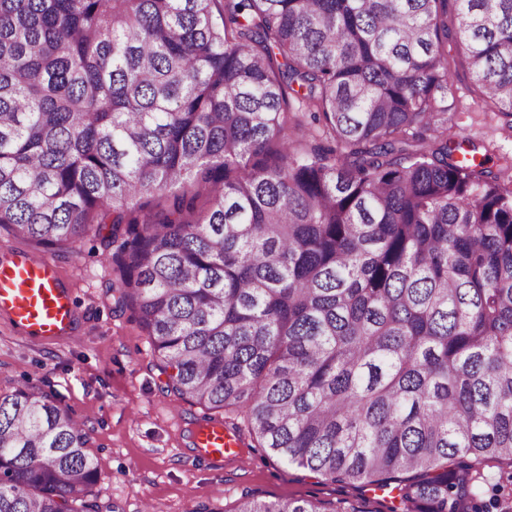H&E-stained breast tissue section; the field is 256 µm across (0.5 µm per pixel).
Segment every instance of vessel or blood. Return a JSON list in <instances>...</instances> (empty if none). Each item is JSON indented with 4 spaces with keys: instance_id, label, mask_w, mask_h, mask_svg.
Listing matches in <instances>:
<instances>
[{
    "instance_id": "vessel-or-blood-1",
    "label": "vessel or blood",
    "mask_w": 512,
    "mask_h": 512,
    "mask_svg": "<svg viewBox=\"0 0 512 512\" xmlns=\"http://www.w3.org/2000/svg\"><path fill=\"white\" fill-rule=\"evenodd\" d=\"M0 313L20 334L42 341L69 338L77 320L55 261L24 251L0 258ZM194 444L198 455L211 462L242 456V438L229 434L220 422L200 425Z\"/></svg>"
}]
</instances>
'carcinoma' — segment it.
<instances>
[{
  "instance_id": "carcinoma-1",
  "label": "carcinoma",
  "mask_w": 512,
  "mask_h": 512,
  "mask_svg": "<svg viewBox=\"0 0 512 512\" xmlns=\"http://www.w3.org/2000/svg\"><path fill=\"white\" fill-rule=\"evenodd\" d=\"M216 2L0 0V228L116 244L167 390L279 460L394 480L391 512H512L483 470L512 462V158L448 127V0ZM454 2L511 116L512 0ZM97 475L52 395L0 391V512H102Z\"/></svg>"
}]
</instances>
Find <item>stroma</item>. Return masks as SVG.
I'll return each instance as SVG.
<instances>
[{
	"label": "stroma",
	"mask_w": 512,
	"mask_h": 512,
	"mask_svg": "<svg viewBox=\"0 0 512 512\" xmlns=\"http://www.w3.org/2000/svg\"><path fill=\"white\" fill-rule=\"evenodd\" d=\"M451 66L448 124L473 141L477 158L499 168L512 157V122L485 103L455 39L443 44ZM49 252L72 290L78 323L63 342L33 341L0 314V391L29 385L51 393L85 427L99 474L88 497L117 512H195L199 505L234 512L248 494L263 501L304 499L357 512H389V494L355 488L289 466L260 448L244 462L198 458L192 433L224 413L167 392V374L132 309L115 306L112 251L84 237L51 249L0 228V251Z\"/></svg>",
	"instance_id": "obj_1"
}]
</instances>
